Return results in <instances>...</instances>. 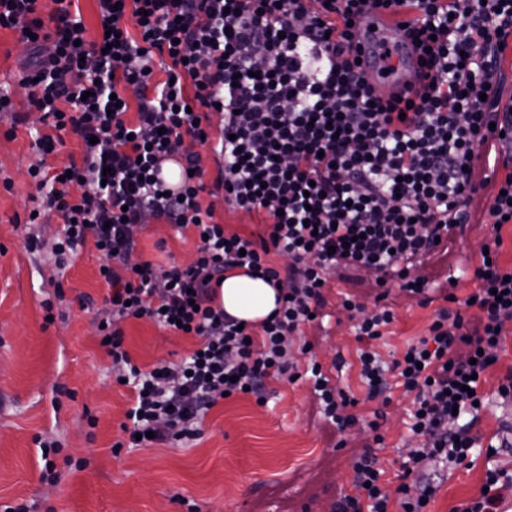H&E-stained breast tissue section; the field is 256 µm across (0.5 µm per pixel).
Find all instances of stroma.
<instances>
[{"label":"stroma","instance_id":"stroma-1","mask_svg":"<svg viewBox=\"0 0 512 512\" xmlns=\"http://www.w3.org/2000/svg\"><path fill=\"white\" fill-rule=\"evenodd\" d=\"M18 32L0 29V93L15 111L28 110L16 74L23 59ZM73 136L49 155L38 152L28 126H13L0 114V510L27 505L30 512H333L336 501L352 493V459L385 437L376 454L386 474L385 489L395 492L406 450L414 441L408 429L409 398L393 391L388 399L367 400L359 379L352 322L340 306L349 293L373 307V276L353 270L330 273L324 290L326 318L303 327L295 344L310 342L312 356L334 384L358 400L356 426L338 431L324 419L309 381L271 382L267 401L238 394L208 411L199 435L178 446L125 447L122 430L134 398L116 383L112 359L99 344L97 320L106 289L99 279L101 259L93 247L79 250L59 269L52 243L62 221L32 224L28 216L40 202L27 174L42 161L60 167L79 158ZM495 192L486 184L474 197L472 219L449 245L445 259H433L418 272L429 280L431 301L421 305L389 282L387 303L396 321L380 341L385 360L408 342L425 336L447 294L464 297L476 288L473 269L481 245L495 230L488 207ZM39 235L37 252L25 247ZM142 259L159 266L189 263L197 239L173 225L152 222L136 233ZM125 346L148 368L178 362L194 345L146 320L123 322ZM512 369V324H506L497 365L482 389L488 404L476 428L479 436L468 463L450 470L429 512H451L478 496L487 467L512 471V399L497 393ZM378 430H371V422ZM53 441V470H46L40 441ZM500 446L488 457V445Z\"/></svg>","mask_w":512,"mask_h":512}]
</instances>
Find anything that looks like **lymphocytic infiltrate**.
Here are the masks:
<instances>
[{
  "mask_svg": "<svg viewBox=\"0 0 512 512\" xmlns=\"http://www.w3.org/2000/svg\"><path fill=\"white\" fill-rule=\"evenodd\" d=\"M51 2L46 13L41 0H0V28L17 31L24 47L18 85L45 127L38 150L52 153L61 132L82 142L66 168L37 164L28 175L43 209L63 221L56 253L91 245L103 259L99 335L116 380L134 392L123 427L130 447L149 432L163 445L193 438L224 395L246 391L262 404L269 380L303 376L325 419L341 431L355 426L356 399L319 362L298 368L288 351L321 316L328 272L366 269L383 282L374 308L350 294L341 302L361 345L359 377L368 398L396 389L411 397L417 445L394 498L372 448L355 457L354 491L336 512H427L437 472L462 464L475 445L482 379L512 323V267L500 261L512 217V113L494 109L512 0H96L105 32L97 41L87 40L76 0ZM371 8L387 10L414 48L420 72L405 93L381 95L357 63L352 26ZM216 113L208 184L193 146ZM173 156L184 172L176 190L161 177ZM479 169L496 175L498 192L478 286L448 294L427 335L385 362L375 343L395 321L387 284L424 294L410 271L469 224ZM204 192L266 213L268 236L226 232L201 206ZM149 218L195 229L189 264L161 270L136 256L134 229ZM274 254L283 265L272 264ZM232 268L280 288L273 316L243 327L215 305L214 288ZM131 317L185 326L196 348L142 370L119 326ZM483 485L454 512H497L512 475L489 468Z\"/></svg>",
  "mask_w": 512,
  "mask_h": 512,
  "instance_id": "obj_1",
  "label": "lymphocytic infiltrate"
}]
</instances>
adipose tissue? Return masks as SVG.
<instances>
[{"mask_svg":"<svg viewBox=\"0 0 512 512\" xmlns=\"http://www.w3.org/2000/svg\"><path fill=\"white\" fill-rule=\"evenodd\" d=\"M278 295V289L264 280L250 277L245 270L232 269L225 272L215 303L230 316L258 324L276 309Z\"/></svg>","mask_w":512,"mask_h":512,"instance_id":"obj_1","label":"adipose tissue"}]
</instances>
